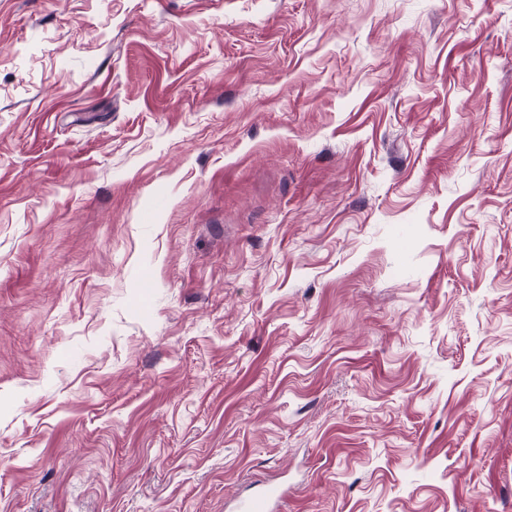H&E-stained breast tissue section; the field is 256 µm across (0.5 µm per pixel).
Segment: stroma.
Returning a JSON list of instances; mask_svg holds the SVG:
<instances>
[{"label": "stroma", "mask_w": 512, "mask_h": 512, "mask_svg": "<svg viewBox=\"0 0 512 512\" xmlns=\"http://www.w3.org/2000/svg\"><path fill=\"white\" fill-rule=\"evenodd\" d=\"M512 512V0H0V512ZM283 492L278 489H270L263 495L242 503L233 511L236 512H275L276 504Z\"/></svg>", "instance_id": "stroma-1"}]
</instances>
